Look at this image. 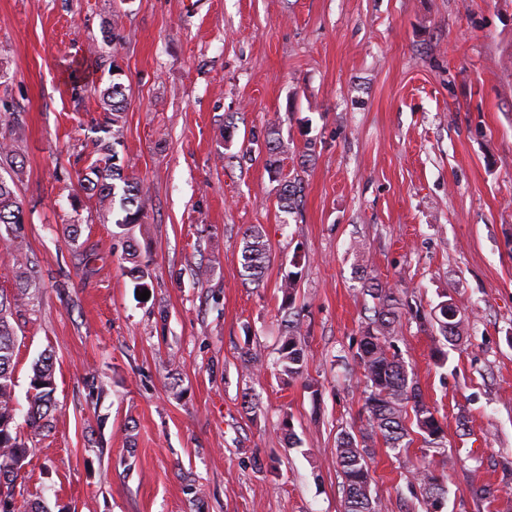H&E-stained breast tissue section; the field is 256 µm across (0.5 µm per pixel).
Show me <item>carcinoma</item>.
<instances>
[{"mask_svg": "<svg viewBox=\"0 0 512 512\" xmlns=\"http://www.w3.org/2000/svg\"><path fill=\"white\" fill-rule=\"evenodd\" d=\"M104 110L108 112L105 125L99 131L111 137L97 139L98 157L86 168L80 181L81 188L97 198L99 208L111 212L120 204L124 216L120 226L140 224L144 217L142 201L146 194L143 181L122 173L116 145L121 143L122 119L128 104L126 86L120 74H112V82L100 93ZM21 157L19 140L10 135L0 136V166ZM301 192L298 180H285L281 184L280 208L291 210ZM25 223L24 211L15 191L0 177V225ZM242 268L245 279L260 283L270 262V247L263 230L247 228L242 236ZM136 264L130 269L135 287H146L149 264L138 258L137 249H131ZM299 272L290 271L281 284L285 306L293 301L298 286ZM363 293L374 301L372 316L361 332L357 359L363 371V393L366 420L358 434L345 432L337 441L336 456L345 488L344 512H382V505L370 495L371 475L366 459L368 441L379 436L387 448L400 453L409 447L411 428H416L428 445H441L445 439L436 410L425 402L419 388L410 377L407 365L394 348L391 338L400 325L407 301L397 288L372 282ZM12 299L0 294V512H21L15 505V487L26 456V445L13 433L16 415L12 370L16 348V334L8 315ZM440 317L436 318L438 331L446 342H453L466 333V323L457 317L452 303L439 304ZM299 324L286 320L284 336L278 349L277 365L280 374L293 379L302 375L306 365V351L299 339ZM30 385L34 394L26 413L25 423L37 432L45 427L50 408L54 379L52 364L45 357L32 368ZM414 482L425 496L428 512H442L447 490L434 471L419 467L413 472Z\"/></svg>", "mask_w": 512, "mask_h": 512, "instance_id": "carcinoma-1", "label": "carcinoma"}]
</instances>
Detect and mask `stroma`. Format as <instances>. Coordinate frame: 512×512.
Returning a JSON list of instances; mask_svg holds the SVG:
<instances>
[{
    "label": "stroma",
    "instance_id": "stroma-1",
    "mask_svg": "<svg viewBox=\"0 0 512 512\" xmlns=\"http://www.w3.org/2000/svg\"><path fill=\"white\" fill-rule=\"evenodd\" d=\"M106 28L120 41L104 43ZM116 67L120 163L147 188L143 223L124 228L77 179ZM0 69V126L23 155L0 174L26 213L0 233V290L16 294L21 271L30 283L9 318L28 448L18 504L344 512L336 440L365 421L354 355L369 275L418 308L393 342L446 435L398 456L373 438L372 496L427 512L412 478L426 466L446 485L442 512H512V0H0ZM284 178L302 187L290 213ZM253 225L271 249L257 285L241 266ZM132 244L150 258L144 301ZM446 297L468 331L441 366ZM288 315L307 365L287 381L275 362ZM44 357L54 406L35 433ZM50 358L44 357L34 364L32 368L31 389L35 391L31 406L26 413L25 423L32 431L37 432L45 427L50 408L52 406V393L54 379Z\"/></svg>",
    "mask_w": 512,
    "mask_h": 512
}]
</instances>
